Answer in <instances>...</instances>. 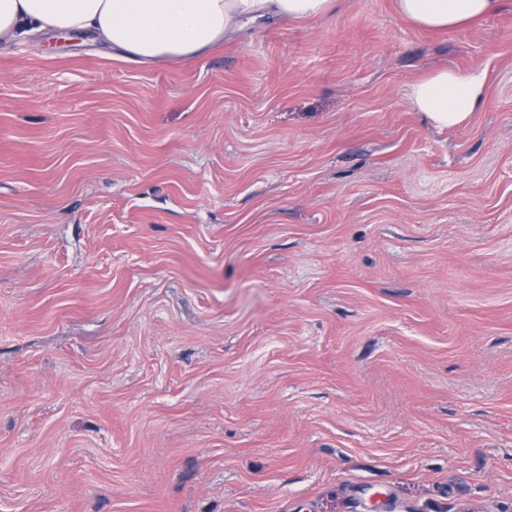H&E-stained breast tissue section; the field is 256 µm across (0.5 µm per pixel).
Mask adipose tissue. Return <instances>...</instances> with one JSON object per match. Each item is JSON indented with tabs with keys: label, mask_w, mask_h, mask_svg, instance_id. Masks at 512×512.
Masks as SVG:
<instances>
[{
	"label": "adipose tissue",
	"mask_w": 512,
	"mask_h": 512,
	"mask_svg": "<svg viewBox=\"0 0 512 512\" xmlns=\"http://www.w3.org/2000/svg\"><path fill=\"white\" fill-rule=\"evenodd\" d=\"M335 0H0V42L32 32L93 30L138 62L201 55L242 20L269 14L321 17ZM501 0H397L401 15L425 29H448L494 12ZM483 70L445 67L412 84L409 100L437 129L460 125L483 103Z\"/></svg>",
	"instance_id": "obj_1"
}]
</instances>
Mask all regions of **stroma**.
I'll list each match as a JSON object with an SVG mask.
<instances>
[{"label": "stroma", "mask_w": 512, "mask_h": 512, "mask_svg": "<svg viewBox=\"0 0 512 512\" xmlns=\"http://www.w3.org/2000/svg\"><path fill=\"white\" fill-rule=\"evenodd\" d=\"M0 512H512V0L1 43ZM501 0H397L401 15L425 29H448L494 12ZM486 76L480 69H438L411 85L409 100L439 130L460 125L483 103Z\"/></svg>", "instance_id": "1"}]
</instances>
